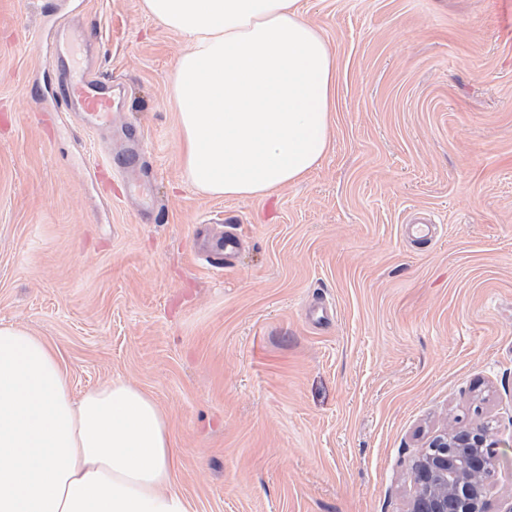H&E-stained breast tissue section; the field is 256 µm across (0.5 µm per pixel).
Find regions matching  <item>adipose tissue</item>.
<instances>
[{
  "instance_id": "obj_1",
  "label": "adipose tissue",
  "mask_w": 512,
  "mask_h": 512,
  "mask_svg": "<svg viewBox=\"0 0 512 512\" xmlns=\"http://www.w3.org/2000/svg\"><path fill=\"white\" fill-rule=\"evenodd\" d=\"M185 38L170 98L183 176L262 197L300 182L331 142L337 64L302 0H142ZM164 411L115 379L74 394L55 348L0 323V512H192Z\"/></svg>"
}]
</instances>
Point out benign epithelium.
<instances>
[{
    "label": "benign epithelium",
    "instance_id": "obj_1",
    "mask_svg": "<svg viewBox=\"0 0 512 512\" xmlns=\"http://www.w3.org/2000/svg\"><path fill=\"white\" fill-rule=\"evenodd\" d=\"M497 445L484 425L435 432L408 466L405 512H491L485 475Z\"/></svg>",
    "mask_w": 512,
    "mask_h": 512
}]
</instances>
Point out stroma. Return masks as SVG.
I'll use <instances>...</instances> for the list:
<instances>
[{
  "label": "stroma",
  "instance_id": "1",
  "mask_svg": "<svg viewBox=\"0 0 512 512\" xmlns=\"http://www.w3.org/2000/svg\"><path fill=\"white\" fill-rule=\"evenodd\" d=\"M336 56L332 145L261 198L182 176L168 80L186 44L141 0H0V322L75 393L121 379L165 412L195 512H404L430 432L498 440L512 500V0H302ZM70 16L127 87L111 132L53 111L36 31ZM155 171L141 214L91 176L111 135ZM233 221L212 267L202 238ZM436 225L421 243L408 221ZM336 316L315 325L317 297ZM239 245L237 236L232 231H225L215 247L211 250L210 262L217 267H224L229 258L236 252Z\"/></svg>",
  "mask_w": 512,
  "mask_h": 512
}]
</instances>
